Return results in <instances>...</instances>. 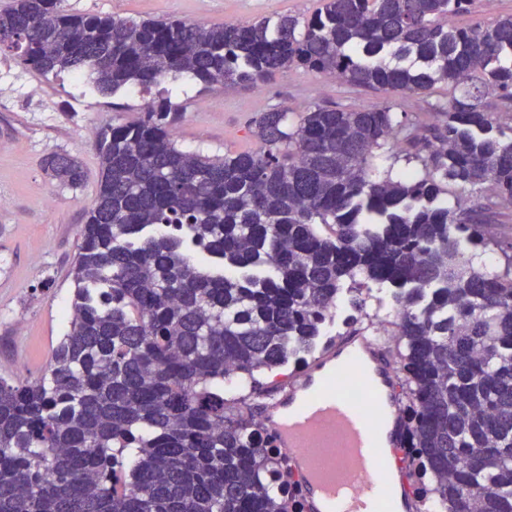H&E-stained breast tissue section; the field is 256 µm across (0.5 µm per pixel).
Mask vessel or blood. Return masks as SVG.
Listing matches in <instances>:
<instances>
[{"instance_id":"obj_1","label":"vessel or blood","mask_w":512,"mask_h":512,"mask_svg":"<svg viewBox=\"0 0 512 512\" xmlns=\"http://www.w3.org/2000/svg\"><path fill=\"white\" fill-rule=\"evenodd\" d=\"M398 376L371 337H350L290 380L265 416L302 484L306 512H376L404 422Z\"/></svg>"}]
</instances>
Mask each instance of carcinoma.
I'll return each instance as SVG.
<instances>
[{"label": "carcinoma", "instance_id": "carcinoma-1", "mask_svg": "<svg viewBox=\"0 0 512 512\" xmlns=\"http://www.w3.org/2000/svg\"><path fill=\"white\" fill-rule=\"evenodd\" d=\"M470 4L321 0L308 17L217 26L62 0L0 10V51L43 76L85 69L104 96L178 74L266 84L292 66L451 94L430 122H395L389 105L258 112L259 149L222 158L177 147L166 97L102 128L70 330L48 374L0 378V512H297L252 420L224 411V381L306 364L328 305L347 299L360 329L374 286L394 288L413 493L445 512H512V240L492 224L512 208V15L455 23ZM378 151L422 172L378 177ZM47 168L84 180L69 155ZM450 185L482 203L449 206ZM489 247L503 270L472 265Z\"/></svg>", "mask_w": 512, "mask_h": 512}]
</instances>
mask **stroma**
Returning a JSON list of instances; mask_svg holds the SVG:
<instances>
[{
  "label": "stroma",
  "instance_id": "35a3bbf8",
  "mask_svg": "<svg viewBox=\"0 0 512 512\" xmlns=\"http://www.w3.org/2000/svg\"><path fill=\"white\" fill-rule=\"evenodd\" d=\"M63 5L75 14L220 24L228 16L245 21L307 16L319 0H64ZM162 90L181 107L178 147L209 156L257 149L247 125L254 113L270 108L299 112L314 102L387 104L401 121L426 103L449 100L442 83L411 97L382 95L296 66L259 90L206 88L183 74L165 77L155 90L135 86L105 97L79 72L45 77L23 68L11 53H0V378L31 380L48 372L52 353L69 330L78 232L100 180L97 133L136 120ZM54 154L78 158L86 175L82 186L66 188L50 179L44 161ZM294 372L289 363L277 373L261 374L259 391L244 381L225 382L226 411L263 415V401L287 386Z\"/></svg>",
  "mask_w": 512,
  "mask_h": 512
}]
</instances>
